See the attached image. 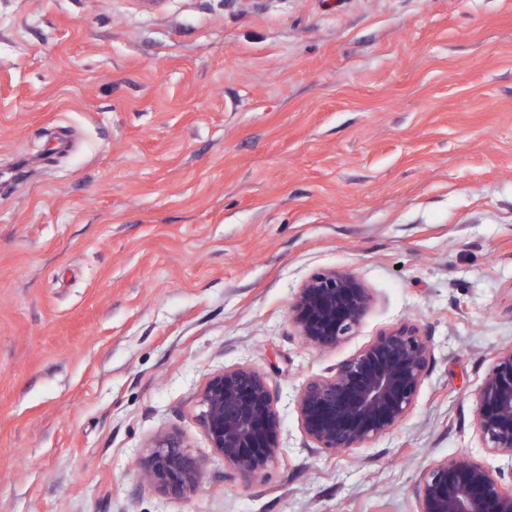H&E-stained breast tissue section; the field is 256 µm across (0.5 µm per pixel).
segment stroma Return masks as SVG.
Wrapping results in <instances>:
<instances>
[{"mask_svg": "<svg viewBox=\"0 0 512 512\" xmlns=\"http://www.w3.org/2000/svg\"><path fill=\"white\" fill-rule=\"evenodd\" d=\"M329 267L373 303L318 351L288 307ZM406 318L408 417L306 448L297 389ZM509 346L512 0H0V512H416L436 461L512 477L472 428ZM245 362L279 397L260 480L196 421ZM172 427L190 497L137 474Z\"/></svg>", "mask_w": 512, "mask_h": 512, "instance_id": "obj_1", "label": "stroma"}]
</instances>
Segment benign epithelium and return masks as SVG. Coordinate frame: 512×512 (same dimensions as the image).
<instances>
[{"mask_svg":"<svg viewBox=\"0 0 512 512\" xmlns=\"http://www.w3.org/2000/svg\"><path fill=\"white\" fill-rule=\"evenodd\" d=\"M371 305L372 294L355 272L323 269L297 289L288 319L305 345L331 349L358 331ZM433 359L429 337L417 322L405 320L307 379L295 397L306 447L334 455L394 429L412 411ZM474 397L473 428L481 447L512 458V346L495 353ZM195 404L224 467L242 477L262 476L277 456L282 432L268 374L250 363L226 366L208 378ZM140 464L146 481L178 497L197 493L207 469L174 430L154 434ZM416 512H512V484L469 455L445 458L422 473Z\"/></svg>","mask_w":512,"mask_h":512,"instance_id":"benign-epithelium-1","label":"benign epithelium"}]
</instances>
